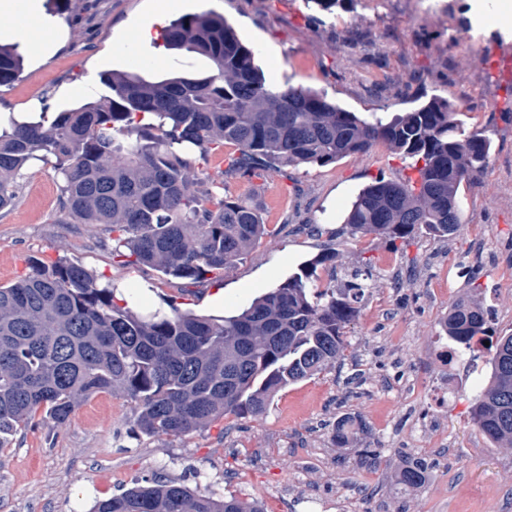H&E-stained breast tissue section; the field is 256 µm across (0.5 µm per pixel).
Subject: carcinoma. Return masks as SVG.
Wrapping results in <instances>:
<instances>
[{"instance_id": "obj_1", "label": "carcinoma", "mask_w": 512, "mask_h": 512, "mask_svg": "<svg viewBox=\"0 0 512 512\" xmlns=\"http://www.w3.org/2000/svg\"><path fill=\"white\" fill-rule=\"evenodd\" d=\"M167 49L206 58L202 78L105 74L107 93L54 113L51 122L0 132V210L34 160L55 158L61 216L113 233L112 257L193 283L220 276L266 235L262 210L225 195L224 181L200 168L208 152L239 150L229 170L328 165L384 144L410 161L417 178L380 177L359 190L344 223L349 235L406 240L424 231L450 239L463 223L461 188L474 183L491 153L482 130H466L458 109L433 96L390 121L361 118L302 87L267 83L224 16L186 14L164 31ZM20 55L0 45V88L17 77ZM336 252L306 261L298 274L231 317L198 315L175 301L145 313L115 297L84 265L62 257L32 263L0 286V449L37 415L53 429L96 393L133 403V431L187 436L228 414L257 417L274 395L336 365L345 329L372 288L361 264L336 288ZM489 311L472 297L455 301L443 331L457 346L488 333ZM471 421L489 439L512 445V334L499 336L490 382L477 389ZM337 438L360 428L337 423ZM428 465L411 462L399 483L417 487ZM92 512H265L255 501L216 497L174 481L137 483L95 502Z\"/></svg>"}]
</instances>
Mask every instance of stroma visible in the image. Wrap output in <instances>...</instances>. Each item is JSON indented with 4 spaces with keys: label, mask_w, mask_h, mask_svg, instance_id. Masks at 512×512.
I'll return each mask as SVG.
<instances>
[{
    "label": "stroma",
    "mask_w": 512,
    "mask_h": 512,
    "mask_svg": "<svg viewBox=\"0 0 512 512\" xmlns=\"http://www.w3.org/2000/svg\"><path fill=\"white\" fill-rule=\"evenodd\" d=\"M153 9V0H71L63 14L45 16L36 37H56L60 47L39 64L23 50L18 79L0 89V113L70 106L101 89L104 74L137 70V55L158 76L208 73L200 56L137 43ZM201 10L224 15L269 83L323 92L359 116L386 120L430 96L448 98L467 129L487 132L488 162L461 191L463 222L452 239L420 232L390 243L351 237L344 225L365 185L412 177L387 146L243 179L228 172L236 146L224 145L203 167L223 178L227 195L254 198L268 233L223 276L194 284L118 265L101 225L58 223L60 181L51 163L34 162L13 206L0 210L2 286L32 260L66 257L114 279L139 306L171 298L200 315L231 316L329 248L340 253L337 274L371 262L375 286L347 329L343 358L280 390L264 416L229 415L186 437L144 436L130 431V401L102 392L62 429L21 431L0 450V512H90L145 479L257 500L266 512H512V446L470 420L494 348L480 342L460 357L438 355L443 321L463 295L489 310L491 336L512 334V26L479 22L472 0H352L329 16L310 0H178L172 15ZM437 381L449 390L440 411L429 393ZM432 409L444 442H415L412 428ZM345 417L367 428L377 465L360 464L359 443L336 441ZM413 458L430 461V474L406 489L397 473Z\"/></svg>",
    "instance_id": "1"
}]
</instances>
